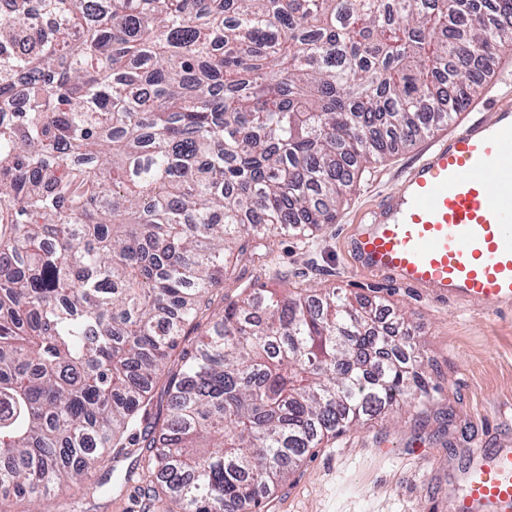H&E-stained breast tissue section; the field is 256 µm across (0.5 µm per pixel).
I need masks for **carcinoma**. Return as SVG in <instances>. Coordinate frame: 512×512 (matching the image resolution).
<instances>
[{
    "label": "carcinoma",
    "mask_w": 512,
    "mask_h": 512,
    "mask_svg": "<svg viewBox=\"0 0 512 512\" xmlns=\"http://www.w3.org/2000/svg\"><path fill=\"white\" fill-rule=\"evenodd\" d=\"M5 0L0 500L136 455L168 512H264L309 449L433 400L420 345L342 292L260 287L164 372L263 226L469 106L512 0ZM166 376L165 415L152 392Z\"/></svg>",
    "instance_id": "1"
}]
</instances>
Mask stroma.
<instances>
[{"label":"stroma","mask_w":512,"mask_h":512,"mask_svg":"<svg viewBox=\"0 0 512 512\" xmlns=\"http://www.w3.org/2000/svg\"><path fill=\"white\" fill-rule=\"evenodd\" d=\"M487 83L459 117H479L482 105L506 88L512 55H489ZM430 139L398 148L366 165L333 223L307 235L247 236V253L200 315L213 314L254 286L343 289L354 303L378 310L386 323L403 315L420 342L437 390L423 416L400 413L358 426L313 449L268 501L267 512H455L467 465L487 448L512 447V314L492 315L474 303L433 300L380 276L354 272L347 235L368 209L394 189ZM133 458L112 460L111 494L87 495L80 512H142L143 487L122 484Z\"/></svg>","instance_id":"obj_1"}]
</instances>
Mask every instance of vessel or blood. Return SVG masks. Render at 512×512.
<instances>
[{
	"mask_svg": "<svg viewBox=\"0 0 512 512\" xmlns=\"http://www.w3.org/2000/svg\"><path fill=\"white\" fill-rule=\"evenodd\" d=\"M435 141L347 239L354 269L512 310V95ZM458 512H512V448L474 458Z\"/></svg>",
	"mask_w": 512,
	"mask_h": 512,
	"instance_id": "b4317fda",
	"label": "vessel or blood"
}]
</instances>
